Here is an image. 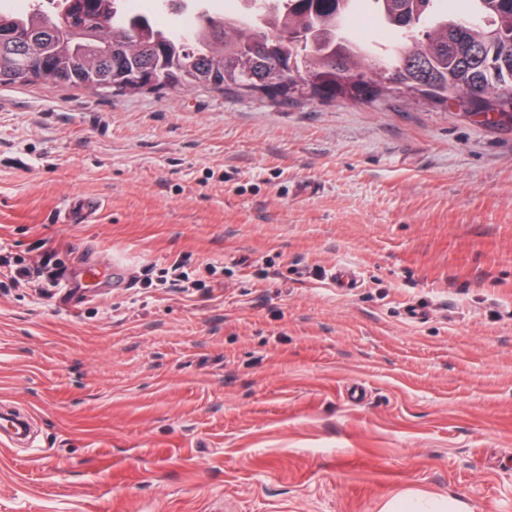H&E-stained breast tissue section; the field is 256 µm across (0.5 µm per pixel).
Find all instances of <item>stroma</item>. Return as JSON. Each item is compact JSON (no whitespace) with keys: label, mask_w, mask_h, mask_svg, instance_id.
Returning a JSON list of instances; mask_svg holds the SVG:
<instances>
[{"label":"stroma","mask_w":512,"mask_h":512,"mask_svg":"<svg viewBox=\"0 0 512 512\" xmlns=\"http://www.w3.org/2000/svg\"><path fill=\"white\" fill-rule=\"evenodd\" d=\"M0 410V512H512V119L0 85ZM112 280V285L121 283L125 284V277L123 268L117 264H112V269H99L95 266H90L85 271V279L72 280L65 279L64 294L65 299H72L84 292L85 288H99L102 284Z\"/></svg>","instance_id":"35a3bbf8"}]
</instances>
